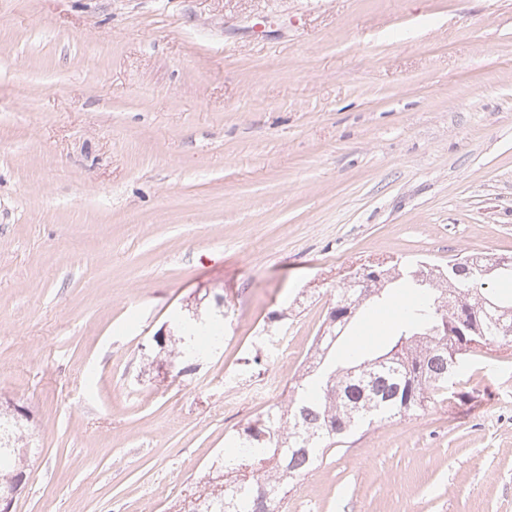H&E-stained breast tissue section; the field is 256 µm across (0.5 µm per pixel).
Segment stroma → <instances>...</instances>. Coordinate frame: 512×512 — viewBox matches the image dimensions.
<instances>
[{"label": "stroma", "mask_w": 512, "mask_h": 512, "mask_svg": "<svg viewBox=\"0 0 512 512\" xmlns=\"http://www.w3.org/2000/svg\"><path fill=\"white\" fill-rule=\"evenodd\" d=\"M467 253L512 256V0H0L13 512H192L350 273ZM218 300L223 345L159 376ZM467 366L281 512H512V348ZM1 407H7L17 416L30 419V413L24 407L7 400L2 401ZM17 418L14 415L0 411V490L7 476L17 470H25V462L32 453L30 440H27L26 431L28 420ZM26 471V470H25Z\"/></svg>", "instance_id": "obj_1"}]
</instances>
